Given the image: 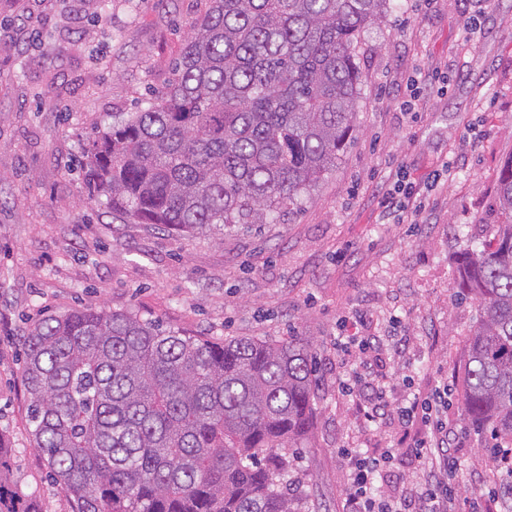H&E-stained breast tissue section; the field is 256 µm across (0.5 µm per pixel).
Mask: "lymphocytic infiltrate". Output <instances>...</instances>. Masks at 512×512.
Here are the masks:
<instances>
[{
	"instance_id": "f902f5d3",
	"label": "lymphocytic infiltrate",
	"mask_w": 512,
	"mask_h": 512,
	"mask_svg": "<svg viewBox=\"0 0 512 512\" xmlns=\"http://www.w3.org/2000/svg\"><path fill=\"white\" fill-rule=\"evenodd\" d=\"M358 397L366 405L367 421L397 419L405 449H385L376 458L347 449L350 484L346 512H455L452 474L456 468L458 437L444 419L448 411V391L439 389L432 398L394 402L384 386L372 378L358 381ZM408 457L422 472L420 486L400 495H383L374 489L377 473L390 468L398 457Z\"/></svg>"
}]
</instances>
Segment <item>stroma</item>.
Segmentation results:
<instances>
[{"label":"stroma","mask_w":512,"mask_h":512,"mask_svg":"<svg viewBox=\"0 0 512 512\" xmlns=\"http://www.w3.org/2000/svg\"><path fill=\"white\" fill-rule=\"evenodd\" d=\"M209 0H0V436L17 488L40 512H75L34 446L22 339L50 314L125 309L192 336H302L315 348V412L289 476L320 512H343L348 461L397 445L341 393L346 319L376 335L401 318L378 373L392 397L455 385L478 307L453 286L465 248L503 217L512 158V0H401L361 36L352 137L298 208L271 224L179 237L113 219L89 201L85 145L116 112L164 89ZM412 183L425 202L398 223L380 193ZM457 512L498 506L500 473L458 399Z\"/></svg>","instance_id":"35a3bbf8"}]
</instances>
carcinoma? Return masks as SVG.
<instances>
[{
	"label": "carcinoma",
	"mask_w": 512,
	"mask_h": 512,
	"mask_svg": "<svg viewBox=\"0 0 512 512\" xmlns=\"http://www.w3.org/2000/svg\"><path fill=\"white\" fill-rule=\"evenodd\" d=\"M388 0H210L174 77L85 147L89 199L179 236L270 224L336 166L353 130L358 39ZM504 221L456 262L477 303L458 394L470 424L512 447V160ZM35 448L77 512H301L288 455L312 426L313 344L205 338L128 310L50 315L23 335ZM0 512H39L4 486ZM512 512V470L502 476Z\"/></svg>",
	"instance_id": "cac0c4a2"
}]
</instances>
